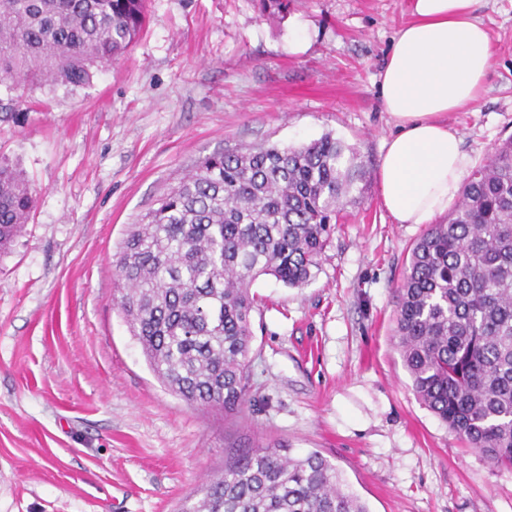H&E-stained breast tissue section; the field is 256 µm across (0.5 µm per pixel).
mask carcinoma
Here are the masks:
<instances>
[{
	"instance_id": "cac0c4a2",
	"label": "carcinoma",
	"mask_w": 512,
	"mask_h": 512,
	"mask_svg": "<svg viewBox=\"0 0 512 512\" xmlns=\"http://www.w3.org/2000/svg\"><path fill=\"white\" fill-rule=\"evenodd\" d=\"M260 11L281 21L288 0H260ZM146 23L147 0H0V78L86 86ZM362 180L356 148L329 133L198 160L132 225L115 264L120 309L156 377L189 405L227 416L245 407L252 284L312 280ZM34 205L30 182L0 163V254ZM394 343L416 398L466 447L512 469V136L413 245ZM200 493L183 512H369L319 452L292 457L271 441L229 458Z\"/></svg>"
}]
</instances>
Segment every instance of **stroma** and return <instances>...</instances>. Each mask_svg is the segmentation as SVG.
Listing matches in <instances>:
<instances>
[{"label": "stroma", "mask_w": 512, "mask_h": 512, "mask_svg": "<svg viewBox=\"0 0 512 512\" xmlns=\"http://www.w3.org/2000/svg\"><path fill=\"white\" fill-rule=\"evenodd\" d=\"M410 0H148L145 31L90 85L0 79V163L36 204L0 255V512H179L237 449L277 441L336 465L369 512H512V470L467 449L414 396L393 339L423 224L395 223L379 167L394 131L378 76ZM478 101L449 113L482 165L512 135V0H482ZM303 43L294 51V43ZM333 134L366 169L321 268L251 288L252 402L187 404L151 371L119 307L130 225L195 162Z\"/></svg>", "instance_id": "1"}]
</instances>
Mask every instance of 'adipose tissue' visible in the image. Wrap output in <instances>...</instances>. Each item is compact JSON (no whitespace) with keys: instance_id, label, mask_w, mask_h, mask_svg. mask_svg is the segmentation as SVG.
<instances>
[{"instance_id":"1","label":"adipose tissue","mask_w":512,"mask_h":512,"mask_svg":"<svg viewBox=\"0 0 512 512\" xmlns=\"http://www.w3.org/2000/svg\"><path fill=\"white\" fill-rule=\"evenodd\" d=\"M481 0H412L379 75V96L396 126L379 179L382 204L399 224H426L461 195L471 160L443 115L478 100L490 68L491 38Z\"/></svg>"}]
</instances>
